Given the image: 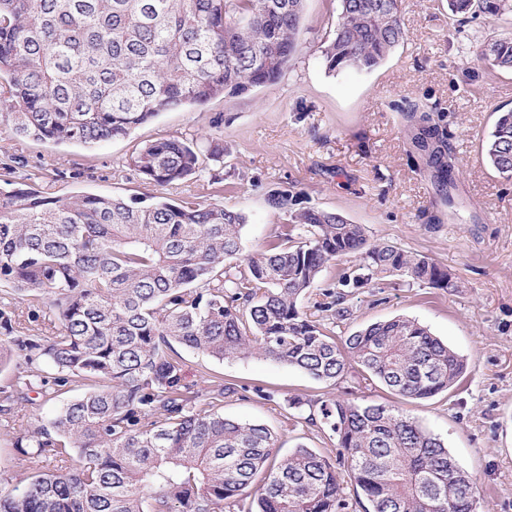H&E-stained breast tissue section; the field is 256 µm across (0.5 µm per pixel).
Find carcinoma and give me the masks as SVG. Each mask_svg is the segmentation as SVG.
Here are the masks:
<instances>
[{
	"label": "carcinoma",
	"instance_id": "carcinoma-1",
	"mask_svg": "<svg viewBox=\"0 0 512 512\" xmlns=\"http://www.w3.org/2000/svg\"><path fill=\"white\" fill-rule=\"evenodd\" d=\"M305 0H0V121L16 136L93 145L121 138L158 113L278 82L298 50ZM456 15L499 16L509 0H448ZM406 32L399 0H339L325 70L377 69ZM479 60L512 71V38ZM417 160L439 200L454 202L455 158L446 127L417 104L400 108ZM486 156L512 176V110L499 113ZM155 187L196 173L200 151L178 138L133 154ZM288 189L268 194L289 222L278 241L243 254L246 216L219 204L164 196L148 205L109 195L50 197L24 183L0 190V282L32 290L50 320L27 338L57 373L54 385L98 387L58 407L17 440L56 462L0 512H342L341 477L298 448L277 463L263 425L228 419L182 383L174 345L215 360L268 359L334 384L347 358L367 378L409 399L448 390L465 360L404 316L335 339L350 288L389 276L449 288L433 260L368 241L339 212L295 207ZM355 259L323 290L315 312L298 301L331 262ZM55 390L32 371L18 381ZM299 419L336 440L364 512H475L473 480L444 443L384 404L341 397L288 400ZM76 455L77 463L68 465ZM263 484L255 486L258 476Z\"/></svg>",
	"mask_w": 512,
	"mask_h": 512
}]
</instances>
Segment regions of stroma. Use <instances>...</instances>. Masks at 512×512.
<instances>
[{
	"label": "stroma",
	"instance_id": "stroma-1",
	"mask_svg": "<svg viewBox=\"0 0 512 512\" xmlns=\"http://www.w3.org/2000/svg\"><path fill=\"white\" fill-rule=\"evenodd\" d=\"M337 9V0H306L299 50L278 83L159 113L127 137L57 145L16 137L0 125V189L16 181L51 196L107 194L146 205L155 195L190 196L245 214L242 244L251 251L276 241L287 224V212L267 201L270 190L287 188L298 192L299 206L340 212L364 225L370 241L446 267L449 288L388 277L353 291L351 315L336 333L397 316L417 320L467 361L448 392L402 399L365 382L354 363L330 386L259 354L222 362L186 350L180 353L183 381L205 399L223 384L218 412L266 426L279 458L302 445L335 466L342 449L318 428L297 422L289 399L346 393L395 405L439 437L475 479L476 512H512V177L484 156L498 111L512 108V72L478 60L488 42L512 37V13L463 18L451 14L446 0H400L404 42L371 73L332 75L321 50ZM410 102L447 127L459 169L455 208L436 203L410 153L398 112ZM211 135L223 155L205 158L199 172L179 184L152 187L128 166L133 153L157 140L179 138L204 151ZM43 309L34 293L0 283V312L16 323L10 333L0 327L11 351L0 364V491L21 492L36 472L52 470L50 461L21 453L16 441L83 392L69 384L51 401L34 389L15 393L17 375L29 367L23 341L44 327L30 315Z\"/></svg>",
	"mask_w": 512,
	"mask_h": 512
}]
</instances>
